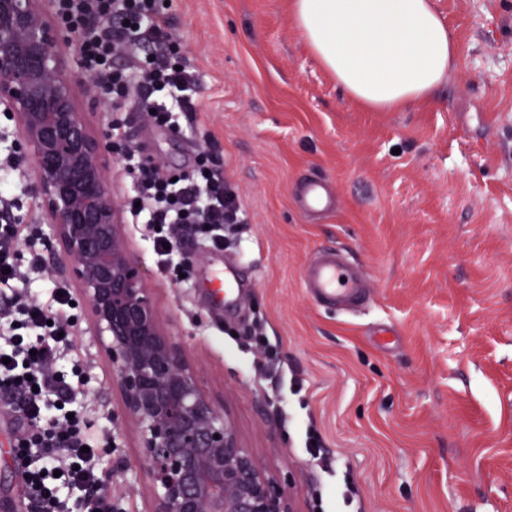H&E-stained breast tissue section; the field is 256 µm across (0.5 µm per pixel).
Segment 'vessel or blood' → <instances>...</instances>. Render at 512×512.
Here are the masks:
<instances>
[{
  "label": "vessel or blood",
  "instance_id": "obj_1",
  "mask_svg": "<svg viewBox=\"0 0 512 512\" xmlns=\"http://www.w3.org/2000/svg\"><path fill=\"white\" fill-rule=\"evenodd\" d=\"M296 202L307 214H329L336 208V196L328 182L313 176L296 189ZM302 286L317 304L351 313L360 308L368 290L367 276L360 265L349 262L338 249L318 251L302 272Z\"/></svg>",
  "mask_w": 512,
  "mask_h": 512
}]
</instances>
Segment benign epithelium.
<instances>
[{
    "label": "benign epithelium",
    "instance_id": "obj_1",
    "mask_svg": "<svg viewBox=\"0 0 512 512\" xmlns=\"http://www.w3.org/2000/svg\"><path fill=\"white\" fill-rule=\"evenodd\" d=\"M77 50L53 0H0V103L20 132L27 187L50 228L40 245L79 289L112 363L120 416L136 429L137 469L153 492L149 512H297L160 317L112 187L121 150L85 109L92 78Z\"/></svg>",
    "mask_w": 512,
    "mask_h": 512
}]
</instances>
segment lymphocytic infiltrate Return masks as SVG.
<instances>
[{
    "mask_svg": "<svg viewBox=\"0 0 512 512\" xmlns=\"http://www.w3.org/2000/svg\"><path fill=\"white\" fill-rule=\"evenodd\" d=\"M62 24L77 33L83 69L94 78L99 97L126 112H148L158 126H173L177 113L196 110L198 78L184 66L179 45L157 9V0H56ZM126 170L137 186L136 216L149 224L161 265H169L171 244L196 236L214 248L225 231L246 217L229 189L222 168L209 152L194 157L190 171L171 175L135 162L127 152ZM19 169L17 155L0 157V283L23 280L40 266L38 253L22 264L14 246ZM51 305L18 293L0 311V391L17 394V450L28 462L26 494L31 512H112L98 489V446L80 417L69 414L73 386L56 369L58 352L73 326L68 289L53 283ZM79 489L67 506L65 493Z\"/></svg>",
    "mask_w": 512,
    "mask_h": 512,
    "instance_id": "lymphocytic-infiltrate-1",
    "label": "lymphocytic infiltrate"
}]
</instances>
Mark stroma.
<instances>
[{
    "mask_svg": "<svg viewBox=\"0 0 512 512\" xmlns=\"http://www.w3.org/2000/svg\"><path fill=\"white\" fill-rule=\"evenodd\" d=\"M291 0H169V31L202 89L180 132L138 116L126 143L161 168L216 160L248 222L216 251L178 245L161 267L146 225L124 214L158 310L203 388L299 512H512V0H434L460 60L435 99L358 106L309 50ZM332 182L335 213L300 212L299 181ZM359 262L369 306L317 305L301 272L320 248ZM233 264L238 301L211 281ZM394 327L384 348L373 331ZM100 441L117 512H147L132 425L116 426L112 365L83 319L59 355ZM15 395L0 392V502L27 512L13 452ZM329 465L311 458L308 428ZM357 495L347 501L346 484Z\"/></svg>",
    "mask_w": 512,
    "mask_h": 512,
    "instance_id": "35a3bbf8",
    "label": "stroma"
}]
</instances>
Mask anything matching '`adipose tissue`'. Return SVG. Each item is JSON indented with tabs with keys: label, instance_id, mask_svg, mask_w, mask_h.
<instances>
[{
	"label": "adipose tissue",
	"instance_id": "ef3b65f1",
	"mask_svg": "<svg viewBox=\"0 0 512 512\" xmlns=\"http://www.w3.org/2000/svg\"><path fill=\"white\" fill-rule=\"evenodd\" d=\"M291 11L337 84L371 111L431 100L456 64L433 0H291Z\"/></svg>",
	"mask_w": 512,
	"mask_h": 512
}]
</instances>
